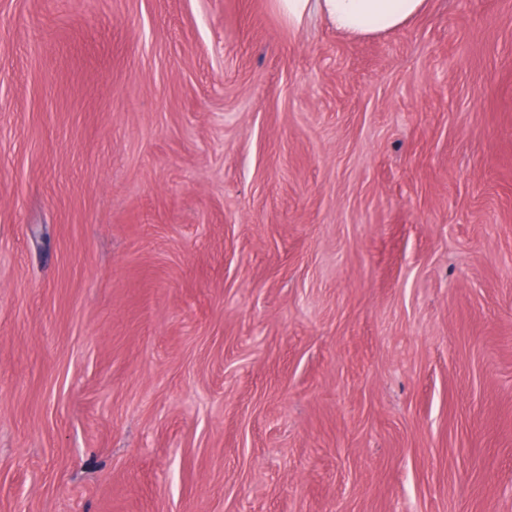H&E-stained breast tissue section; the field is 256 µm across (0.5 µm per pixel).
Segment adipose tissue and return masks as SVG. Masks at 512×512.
Returning <instances> with one entry per match:
<instances>
[{
  "instance_id": "ef3b65f1",
  "label": "adipose tissue",
  "mask_w": 512,
  "mask_h": 512,
  "mask_svg": "<svg viewBox=\"0 0 512 512\" xmlns=\"http://www.w3.org/2000/svg\"><path fill=\"white\" fill-rule=\"evenodd\" d=\"M274 9L293 28L320 15L336 32L363 38L402 29L422 14L427 0H272Z\"/></svg>"
}]
</instances>
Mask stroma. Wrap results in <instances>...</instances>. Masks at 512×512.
Returning <instances> with one entry per match:
<instances>
[{"label": "stroma", "instance_id": "1", "mask_svg": "<svg viewBox=\"0 0 512 512\" xmlns=\"http://www.w3.org/2000/svg\"><path fill=\"white\" fill-rule=\"evenodd\" d=\"M0 512H512V0H0ZM428 0H272L288 27L300 28L313 14L353 38L395 32L422 14Z\"/></svg>", "mask_w": 512, "mask_h": 512}]
</instances>
